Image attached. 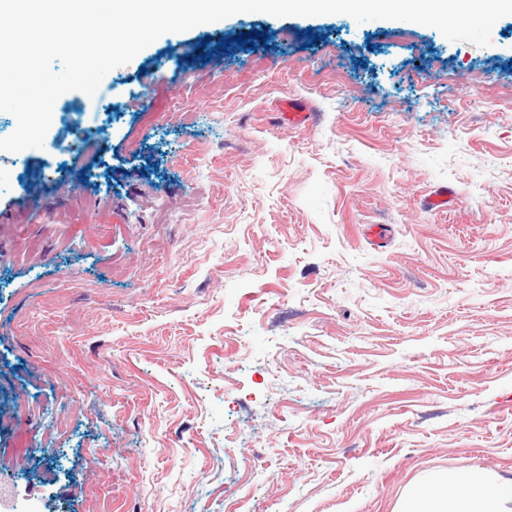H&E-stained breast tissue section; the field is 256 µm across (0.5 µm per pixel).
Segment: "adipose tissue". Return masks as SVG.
I'll list each match as a JSON object with an SVG mask.
<instances>
[{
	"label": "adipose tissue",
	"mask_w": 512,
	"mask_h": 512,
	"mask_svg": "<svg viewBox=\"0 0 512 512\" xmlns=\"http://www.w3.org/2000/svg\"><path fill=\"white\" fill-rule=\"evenodd\" d=\"M398 512H512V495L479 471L445 474L412 489Z\"/></svg>",
	"instance_id": "1"
}]
</instances>
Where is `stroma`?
<instances>
[{
	"mask_svg": "<svg viewBox=\"0 0 512 512\" xmlns=\"http://www.w3.org/2000/svg\"><path fill=\"white\" fill-rule=\"evenodd\" d=\"M508 84L512 16L480 47L239 13L61 95L42 147L0 151L15 512H396L439 472L512 479Z\"/></svg>",
	"mask_w": 512,
	"mask_h": 512,
	"instance_id": "obj_1",
	"label": "stroma"
}]
</instances>
